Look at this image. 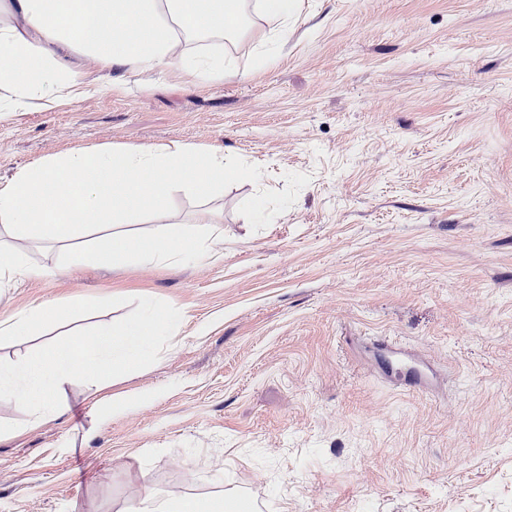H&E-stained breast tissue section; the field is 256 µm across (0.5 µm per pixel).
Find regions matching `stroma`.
Here are the masks:
<instances>
[{
    "label": "stroma",
    "instance_id": "stroma-1",
    "mask_svg": "<svg viewBox=\"0 0 512 512\" xmlns=\"http://www.w3.org/2000/svg\"><path fill=\"white\" fill-rule=\"evenodd\" d=\"M252 19L223 79L70 57L94 94L0 112V181L77 150L180 142L244 176L214 199L224 254L0 284V321L119 299L0 344L16 362L126 301L182 311L158 361L72 382L30 428L0 400V512H122L224 484L261 512H512V0H301L269 57ZM264 204L270 219L255 218ZM432 375H381L382 339Z\"/></svg>",
    "mask_w": 512,
    "mask_h": 512
}]
</instances>
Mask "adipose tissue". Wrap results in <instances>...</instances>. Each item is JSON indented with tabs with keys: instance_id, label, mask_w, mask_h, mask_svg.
Here are the masks:
<instances>
[{
	"instance_id": "adipose-tissue-1",
	"label": "adipose tissue",
	"mask_w": 512,
	"mask_h": 512,
	"mask_svg": "<svg viewBox=\"0 0 512 512\" xmlns=\"http://www.w3.org/2000/svg\"><path fill=\"white\" fill-rule=\"evenodd\" d=\"M252 3L260 18L274 23L279 39L300 8L299 0H0V112L52 107L62 91L87 95L65 60L69 53L128 71L167 68L180 52L198 81L220 78L223 54L192 46L207 39L237 42ZM240 176L223 157L182 143L81 151L23 168L0 183V282L19 283L40 273L15 240L69 248L88 228L101 233L90 252L100 265L125 256L133 243L142 261L158 265L212 259L224 241L221 224H156L139 239L125 225L166 214L175 189L206 199ZM256 509L252 498L224 489L193 502L148 492L124 512Z\"/></svg>"
}]
</instances>
